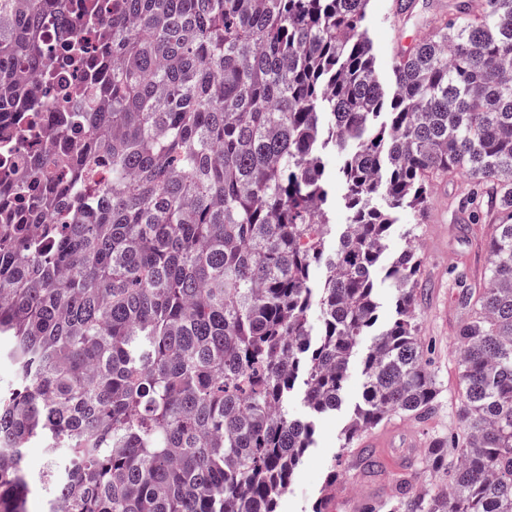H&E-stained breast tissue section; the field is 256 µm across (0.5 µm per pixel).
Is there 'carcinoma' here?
Here are the masks:
<instances>
[{"label": "carcinoma", "instance_id": "1", "mask_svg": "<svg viewBox=\"0 0 512 512\" xmlns=\"http://www.w3.org/2000/svg\"><path fill=\"white\" fill-rule=\"evenodd\" d=\"M368 2L0 0V512L35 492L42 512H277L314 445L291 397L341 408L379 268L396 314L342 447L425 419L420 259H381L396 215L460 173L496 230L462 295L461 424L424 450L448 491L404 475L369 512H512V0H456L397 47L391 94ZM72 18L64 59L95 107L38 125L49 29ZM29 131L56 160L8 162ZM329 150L349 217L332 252ZM335 493L333 470L312 512Z\"/></svg>", "mask_w": 512, "mask_h": 512}]
</instances>
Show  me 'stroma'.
Segmentation results:
<instances>
[{"label":"stroma","mask_w":512,"mask_h":512,"mask_svg":"<svg viewBox=\"0 0 512 512\" xmlns=\"http://www.w3.org/2000/svg\"><path fill=\"white\" fill-rule=\"evenodd\" d=\"M394 0H370L365 27L376 54V69L385 88H392L391 57L398 35L413 39L423 34L430 20L450 16L452 0H416V16L402 29L389 22ZM469 190L466 175L437 182L422 218L403 212L394 224L387 242L386 257L415 248L421 258L417 313L423 358L435 372L440 392L431 415L423 421L394 419L370 433L371 438L400 439L409 430L418 431L421 440L436 433H450L460 425L462 389L457 355V331L467 316L461 302V282H479L487 277L490 263L489 241L494 230L490 211H472L461 201ZM420 223L417 239H409L406 229ZM365 381L361 361L348 371L341 410L320 417L315 426V446L309 449L296 470L288 492L281 499L279 512H311L326 476L336 472L335 512H364L372 501L392 496L399 473L389 466L358 474L350 468L352 453L342 446V433L354 406L361 400Z\"/></svg>","instance_id":"1"}]
</instances>
